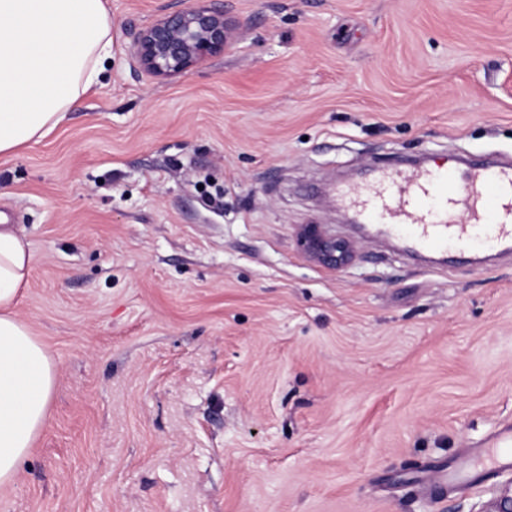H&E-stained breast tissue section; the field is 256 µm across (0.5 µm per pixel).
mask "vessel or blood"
Masks as SVG:
<instances>
[{"mask_svg":"<svg viewBox=\"0 0 512 512\" xmlns=\"http://www.w3.org/2000/svg\"><path fill=\"white\" fill-rule=\"evenodd\" d=\"M338 196L374 232L402 238L413 251L447 254L460 248L512 250V164L460 173L375 170L368 183L338 189ZM449 486L475 487L482 472L474 455L442 471Z\"/></svg>","mask_w":512,"mask_h":512,"instance_id":"obj_1","label":"vessel or blood"}]
</instances>
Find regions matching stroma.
Segmentation results:
<instances>
[{
	"mask_svg": "<svg viewBox=\"0 0 512 512\" xmlns=\"http://www.w3.org/2000/svg\"><path fill=\"white\" fill-rule=\"evenodd\" d=\"M220 4L236 44L161 80L130 47L185 0H107L101 83L0 155L57 369L0 512H491L512 469L436 474L512 429V253L332 269L297 232L353 235L366 169L512 158V0ZM481 455L482 452L463 455L451 467L442 471L440 474L441 481L448 483L450 487H475L480 485L483 473L475 459Z\"/></svg>",
	"mask_w": 512,
	"mask_h": 512,
	"instance_id": "obj_1",
	"label": "stroma"
}]
</instances>
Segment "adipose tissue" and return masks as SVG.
Returning <instances> with one entry per match:
<instances>
[{"instance_id":"adipose-tissue-1","label":"adipose tissue","mask_w":512,"mask_h":512,"mask_svg":"<svg viewBox=\"0 0 512 512\" xmlns=\"http://www.w3.org/2000/svg\"><path fill=\"white\" fill-rule=\"evenodd\" d=\"M111 57L106 0H0V154L49 135ZM33 262L24 232L0 228V485L43 430L56 385L51 354L14 314Z\"/></svg>"}]
</instances>
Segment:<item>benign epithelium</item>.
I'll list each match as a JSON object with an SVG mask.
<instances>
[{"instance_id": "7a95c632", "label": "benign epithelium", "mask_w": 512, "mask_h": 512, "mask_svg": "<svg viewBox=\"0 0 512 512\" xmlns=\"http://www.w3.org/2000/svg\"><path fill=\"white\" fill-rule=\"evenodd\" d=\"M188 5L142 28L136 35L131 57L146 74L173 78L224 53L237 39V26L224 18L212 0H187ZM360 240L328 236L319 224L299 230V245L318 263L340 269L354 258Z\"/></svg>"}]
</instances>
